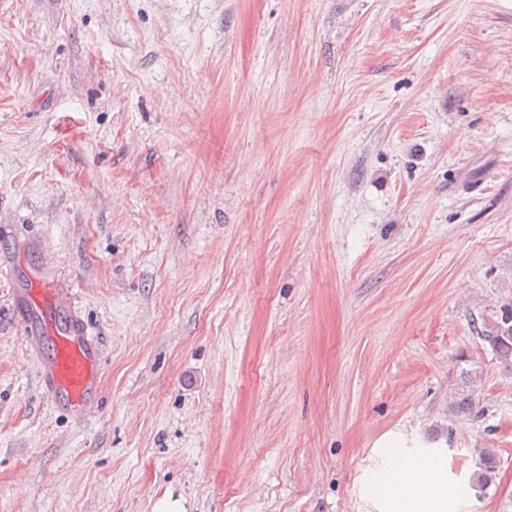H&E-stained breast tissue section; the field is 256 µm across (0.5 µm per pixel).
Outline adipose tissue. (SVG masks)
I'll list each match as a JSON object with an SVG mask.
<instances>
[{"instance_id":"adipose-tissue-1","label":"adipose tissue","mask_w":512,"mask_h":512,"mask_svg":"<svg viewBox=\"0 0 512 512\" xmlns=\"http://www.w3.org/2000/svg\"><path fill=\"white\" fill-rule=\"evenodd\" d=\"M376 445L386 449L387 458L371 483L384 492L390 512H447L445 477L436 458L409 454V441L399 432L382 436Z\"/></svg>"}]
</instances>
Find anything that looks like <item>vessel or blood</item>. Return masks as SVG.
I'll use <instances>...</instances> for the list:
<instances>
[{
  "instance_id": "obj_1",
  "label": "vessel or blood",
  "mask_w": 512,
  "mask_h": 512,
  "mask_svg": "<svg viewBox=\"0 0 512 512\" xmlns=\"http://www.w3.org/2000/svg\"><path fill=\"white\" fill-rule=\"evenodd\" d=\"M0 274L13 278V321L36 357L39 387L60 411L91 420L102 407L99 368L104 352L82 315L69 281L53 276L42 282L40 299L29 284L16 281L15 259L0 251Z\"/></svg>"
}]
</instances>
